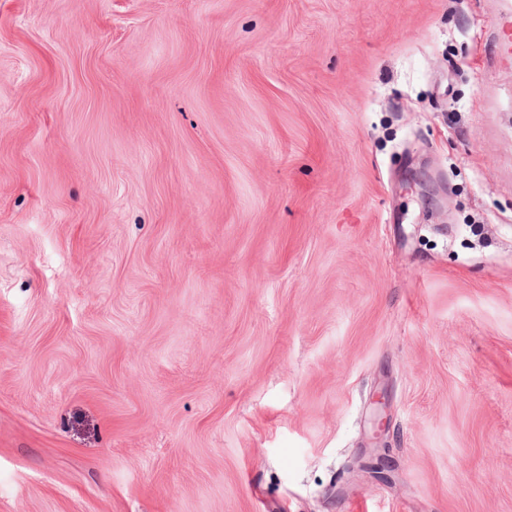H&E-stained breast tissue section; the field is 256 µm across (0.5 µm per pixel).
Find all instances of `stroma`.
<instances>
[{
    "mask_svg": "<svg viewBox=\"0 0 512 512\" xmlns=\"http://www.w3.org/2000/svg\"><path fill=\"white\" fill-rule=\"evenodd\" d=\"M354 503L512 512V0H0V512Z\"/></svg>",
    "mask_w": 512,
    "mask_h": 512,
    "instance_id": "1",
    "label": "stroma"
}]
</instances>
